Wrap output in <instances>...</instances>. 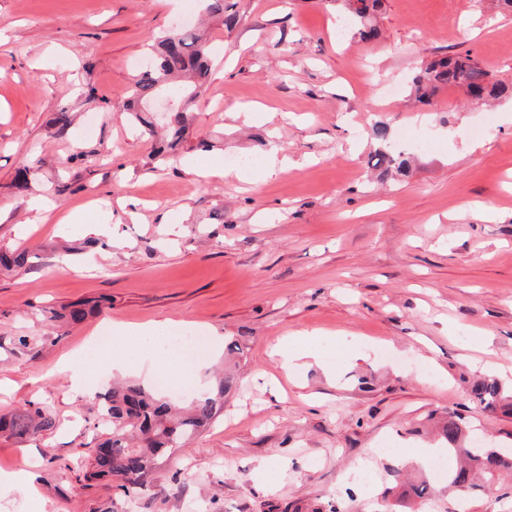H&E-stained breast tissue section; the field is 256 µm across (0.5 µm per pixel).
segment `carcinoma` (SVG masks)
<instances>
[{"instance_id":"obj_1","label":"carcinoma","mask_w":512,"mask_h":512,"mask_svg":"<svg viewBox=\"0 0 512 512\" xmlns=\"http://www.w3.org/2000/svg\"><path fill=\"white\" fill-rule=\"evenodd\" d=\"M205 11L218 18L227 29L238 23L235 4L229 0H204ZM350 26L359 37L370 40L377 36L371 24L381 0H344ZM154 64L141 74L131 91L127 106L132 120L151 130L152 123L143 116L149 103L162 92L182 100L193 99L197 89L207 81L213 64L209 41L195 27H177L162 33L152 44ZM413 92L417 101L426 103L441 88L456 86L480 99L496 98L508 92V86L493 81L470 52L444 56L422 68L413 78ZM186 111L176 109L170 113L167 126L169 139L155 149L154 159L165 163L175 156L179 138L185 129ZM375 166L393 168L405 175L407 159L386 151L374 155ZM29 262L27 250L0 251V267H24ZM89 311L71 308L62 312L41 310L43 320L75 324L86 319ZM56 342L53 336L13 338L14 350L36 357L46 343ZM237 384L236 374L224 372L216 387L197 398L189 406L178 408L170 401L138 384L114 387L100 396L99 424L108 427V438L98 445L89 477H112L127 494H135L146 487V477L153 468L155 458L163 448H179L209 424L224 406V395ZM469 400L485 412L507 411L512 414V390L490 377L471 381ZM57 422L40 403L29 402L21 408L0 414V432L15 438H24L37 432H52ZM440 436L447 442L446 451L451 459L448 471V489L466 496L475 490L494 485L502 471H512V448L494 446L492 441L477 442V435L468 433V424L455 411L448 413L440 425Z\"/></svg>"}]
</instances>
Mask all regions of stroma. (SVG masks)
I'll return each mask as SVG.
<instances>
[{"label":"stroma","mask_w":512,"mask_h":512,"mask_svg":"<svg viewBox=\"0 0 512 512\" xmlns=\"http://www.w3.org/2000/svg\"><path fill=\"white\" fill-rule=\"evenodd\" d=\"M236 2L228 30L199 0H0V249L36 254L0 269V336L42 332L44 307L102 304L38 358L0 361V412L41 402L59 422L0 435V471L36 487H0L17 512H408L389 489L426 475L414 455L435 441L431 418L455 411L512 441V416L475 408L460 381L512 384V97L408 95L421 67L466 51L512 85V10L383 0L365 41L337 36L335 0ZM185 18L204 20L217 60L176 157L157 164L125 105L150 38ZM379 122L409 175L372 166ZM87 141L108 157L72 160ZM274 147L290 165L269 175ZM122 329L243 346L213 423L130 496L88 479L107 430L66 368ZM301 333L335 338L329 367L272 356Z\"/></svg>","instance_id":"obj_1"}]
</instances>
